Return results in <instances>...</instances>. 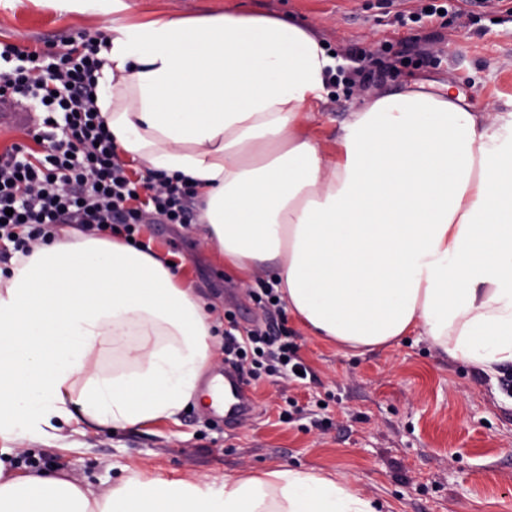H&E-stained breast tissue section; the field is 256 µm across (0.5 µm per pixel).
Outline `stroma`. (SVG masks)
Segmentation results:
<instances>
[{
  "label": "stroma",
  "instance_id": "obj_1",
  "mask_svg": "<svg viewBox=\"0 0 512 512\" xmlns=\"http://www.w3.org/2000/svg\"><path fill=\"white\" fill-rule=\"evenodd\" d=\"M124 20L196 18L224 12L288 17L308 27L340 59L335 81L307 131L326 146L362 105L415 81L464 93L480 112L512 110V0H493L480 17L381 24L385 12L415 11L419 0H125ZM99 0H0V41L31 49L78 35H108ZM371 53L374 85L349 83L354 54ZM139 238L174 262L185 287L222 324L267 323L287 330L309 370L304 383L259 373L249 378L252 416L228 428L209 407L192 405L176 421L13 444L36 449L42 469H57L98 497L143 472L216 483L275 467L331 473L355 481L386 512H512V392L495 374L451 360L419 336L360 354L311 336L289 313L267 315L255 298L269 271L240 273L199 232L176 224L142 226Z\"/></svg>",
  "mask_w": 512,
  "mask_h": 512
}]
</instances>
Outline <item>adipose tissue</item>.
Instances as JSON below:
<instances>
[{"label": "adipose tissue", "instance_id": "ef3b65f1", "mask_svg": "<svg viewBox=\"0 0 512 512\" xmlns=\"http://www.w3.org/2000/svg\"><path fill=\"white\" fill-rule=\"evenodd\" d=\"M96 104L123 158L193 180L200 233L244 272L272 264L290 314L370 351L407 336L486 372L512 362V113L422 83L306 131L339 66L310 29L227 12L113 21ZM215 320L157 254L58 228L0 269V440L172 420ZM122 345L123 366L105 356ZM0 512H380L353 481L286 467L216 484L134 474L89 497L0 462Z\"/></svg>", "mask_w": 512, "mask_h": 512}]
</instances>
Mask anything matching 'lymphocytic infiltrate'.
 <instances>
[{"instance_id": "f902f5d3", "label": "lymphocytic infiltrate", "mask_w": 512, "mask_h": 512, "mask_svg": "<svg viewBox=\"0 0 512 512\" xmlns=\"http://www.w3.org/2000/svg\"><path fill=\"white\" fill-rule=\"evenodd\" d=\"M100 47L80 35L65 48L32 51L0 42V98L35 104L43 118L30 129L42 155L15 143L0 152V241L29 253L62 224L135 237L158 221L191 223L195 187L179 177L145 171L131 179L93 95L103 61ZM225 355L247 375L258 370L293 376L302 363L287 333L273 327L227 334Z\"/></svg>"}]
</instances>
